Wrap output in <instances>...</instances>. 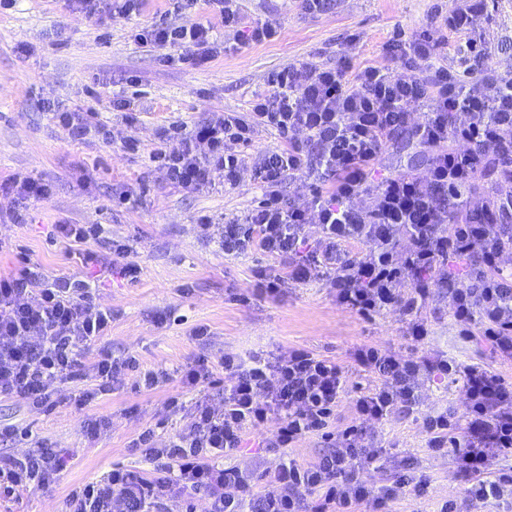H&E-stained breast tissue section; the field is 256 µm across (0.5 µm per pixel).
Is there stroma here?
Listing matches in <instances>:
<instances>
[{
  "label": "stroma",
  "instance_id": "stroma-1",
  "mask_svg": "<svg viewBox=\"0 0 512 512\" xmlns=\"http://www.w3.org/2000/svg\"><path fill=\"white\" fill-rule=\"evenodd\" d=\"M470 6L479 11L473 33L478 46L489 52L497 69L512 71V0H327L315 14L301 0H240L245 22H277V36L263 43L245 42L199 0L196 18L211 24L225 51L196 67L164 62V50L134 39L137 28L159 20L167 0H142L136 15L101 21L68 8L64 0H16L0 11V181L29 176L51 189L41 201L0 193L1 213L25 216L23 223L0 225V275L18 272L25 260L40 272L32 283L36 289L59 276L83 275L77 249L57 235L61 224L102 225L104 236L89 239L87 249L105 256L109 240L122 241L141 268L136 281L117 278L100 285L97 302L111 310L112 324L86 350L83 379L49 386L53 410L0 396V426L29 433L26 440L0 446L1 457L42 448L65 455L55 483L0 497V512H65L72 488L102 479L112 469L150 474L151 464L132 451V442L151 426L160 446L185 429L186 419L168 415L166 404L173 397L190 403L200 397V389L182 382L187 363L207 360L220 379L225 357L272 362L298 348L336 360L346 376L331 431L358 423L367 437L383 445L379 460L361 470L362 481L379 488L392 484L397 474L411 475V486L390 502L391 512H435L447 500L456 512H501L497 502L476 508L455 476L453 455L435 454L425 446V416L446 411L454 414L458 429H465L461 384L437 377L424 382L410 414L361 421L355 410L358 396L378 384L354 360L355 351L365 346L404 359L424 355L479 363L512 385V361L503 360L479 329L462 335L450 313L447 288H432L421 309L429 334L417 343L408 336L399 309L360 315L340 305L321 277L284 285L275 294L260 293L257 272L286 273L287 259L258 251L227 256L203 241L195 226L198 215L227 224L243 218L260 200L255 170L266 153L283 143L275 129H259L243 147L244 165L232 189L225 187L223 172L216 171L203 191H178L149 161L150 153L164 145L161 128H191L214 112H249L253 100L268 93L272 71L305 63L342 66L351 73L365 64L381 66L384 45L396 34L438 30L449 15ZM121 97L133 103L134 124L112 108ZM48 101L97 112L110 141L98 136L83 144L69 141L45 109ZM131 138L136 146L129 149L125 143ZM426 167V156L405 131L388 146L380 173L421 177ZM119 195L124 203H116ZM161 316L167 319L162 326L157 323ZM199 325L207 327L208 336H193ZM107 353L136 358L141 370L163 371L167 377L147 390L139 387L138 372H131L116 390L97 392L91 368ZM274 430L270 423L248 432L239 451L225 460L253 471L258 492L283 461L307 465L329 452L316 435L289 448L269 447Z\"/></svg>",
  "mask_w": 512,
  "mask_h": 512
}]
</instances>
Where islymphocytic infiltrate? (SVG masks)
<instances>
[{
  "label": "lymphocytic infiltrate",
  "instance_id": "1",
  "mask_svg": "<svg viewBox=\"0 0 512 512\" xmlns=\"http://www.w3.org/2000/svg\"><path fill=\"white\" fill-rule=\"evenodd\" d=\"M474 17L459 13L439 34L424 31L407 41L388 42L389 66L367 65L347 76L340 68L303 64L272 71L269 94L257 97L241 116L212 113L189 132L174 130V143L154 152L173 186L187 193L207 188L212 171L236 186L244 163L237 144L250 143L258 129H275L281 149L265 154L256 175L262 183L259 204L242 220L225 225V253L259 250L290 260L287 275L261 273L262 292L275 293L284 280L309 281L326 275V285L347 309L369 315L397 307L409 318V334L422 340L426 329L419 309L437 284L447 285L455 320L478 325L493 349L512 357V274L500 259L512 248V74L489 62L462 79L438 64L449 34L468 33ZM211 24L186 18L179 25L155 22L136 35L139 43L182 47L180 63L198 66L220 54ZM426 105L421 122L414 107ZM410 129L429 155L427 174L377 178L388 143ZM323 168L326 184L316 188L310 205L287 199L286 177L311 166ZM495 178L498 189L474 197L476 181ZM320 227L309 239L308 225ZM404 230L407 246L397 250L393 235ZM103 260L84 252V277L60 276L38 292L28 283L32 268L0 276V395L16 396L35 407H50L47 385L81 378L82 353L112 324L110 310L94 302L108 276L137 279L139 265L129 247L111 244ZM466 259L465 275L452 268ZM411 295H403V286ZM364 371L381 383L359 396V417L381 420L397 411H413L421 377L458 373L465 396L467 426L452 435L447 414L427 416L423 428L430 451L452 449L457 475L472 501L512 499V468L490 475V455L512 452V386L482 366L454 370L445 361L401 359L374 347L356 351ZM347 380L336 362L295 349L276 364L253 359L224 360V385L191 404L171 398V414L188 420L186 432L162 448L153 430H145L134 448L155 465L145 476L111 470L105 479L74 487L68 512H166L178 503L195 512L197 495L209 512H389L388 507L411 478L372 489L357 471L372 464L378 448L361 427L350 426L334 439L335 449L317 462L281 465L263 493L235 468L218 467V457L235 451L247 428L277 419L273 447L285 448L300 437L324 431ZM64 467L56 451L44 449L0 458V495L45 487Z\"/></svg>",
  "mask_w": 512,
  "mask_h": 512
}]
</instances>
